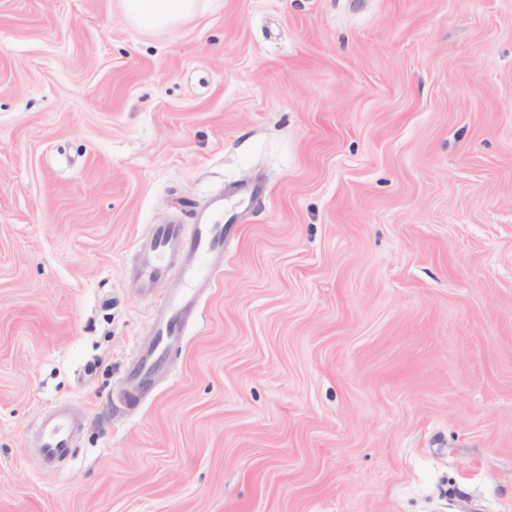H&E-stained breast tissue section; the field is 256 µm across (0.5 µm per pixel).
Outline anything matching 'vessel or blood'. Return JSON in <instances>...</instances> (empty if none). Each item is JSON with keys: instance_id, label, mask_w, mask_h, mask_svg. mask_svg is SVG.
Segmentation results:
<instances>
[{"instance_id": "obj_1", "label": "vessel or blood", "mask_w": 512, "mask_h": 512, "mask_svg": "<svg viewBox=\"0 0 512 512\" xmlns=\"http://www.w3.org/2000/svg\"><path fill=\"white\" fill-rule=\"evenodd\" d=\"M224 207V201H217L213 213L197 215L189 230L180 224L152 225L150 233L138 243L139 259L128 271L133 281L146 288L163 278L168 271L164 256L178 252L183 256L179 276L188 288L158 309L149 336L129 367L128 378L137 387L148 388L154 384L165 368L168 352L182 339L184 319L195 311L198 291L211 287L215 281L214 270L224 255L228 239L226 225L216 219ZM71 425V419L63 413L42 423L40 432L46 457L67 455Z\"/></svg>"}]
</instances>
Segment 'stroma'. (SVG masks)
<instances>
[{"label": "stroma", "instance_id": "obj_1", "mask_svg": "<svg viewBox=\"0 0 512 512\" xmlns=\"http://www.w3.org/2000/svg\"><path fill=\"white\" fill-rule=\"evenodd\" d=\"M252 181L131 398L138 241ZM464 505L512 512V0H0V512ZM127 13L138 24L148 28L174 24L191 15L195 0H123ZM72 421L64 413H57L41 425L42 447L46 457L61 458L67 455Z\"/></svg>", "mask_w": 512, "mask_h": 512}]
</instances>
